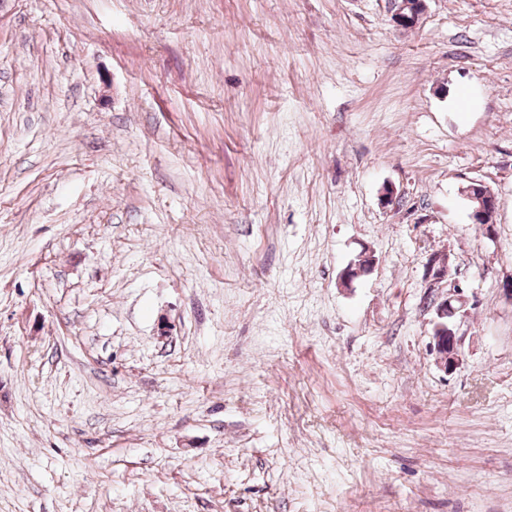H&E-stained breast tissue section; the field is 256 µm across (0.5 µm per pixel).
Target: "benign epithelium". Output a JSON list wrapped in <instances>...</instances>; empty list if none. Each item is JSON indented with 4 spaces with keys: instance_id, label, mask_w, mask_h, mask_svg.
<instances>
[{
    "instance_id": "obj_1",
    "label": "benign epithelium",
    "mask_w": 512,
    "mask_h": 512,
    "mask_svg": "<svg viewBox=\"0 0 512 512\" xmlns=\"http://www.w3.org/2000/svg\"><path fill=\"white\" fill-rule=\"evenodd\" d=\"M427 0H390V13L393 22L399 26H415L426 10ZM463 196L478 203L473 214L488 224L493 223L498 208L495 192L478 180L469 181L468 187L462 189ZM371 257H366L363 264L350 266L341 277V285L348 287L354 279L370 270ZM465 299L461 288L453 285L444 295L431 296L428 307L434 310L435 325L432 336V348L437 354L440 369L448 373L455 370L462 361L461 337L457 335L455 320L461 315Z\"/></svg>"
}]
</instances>
